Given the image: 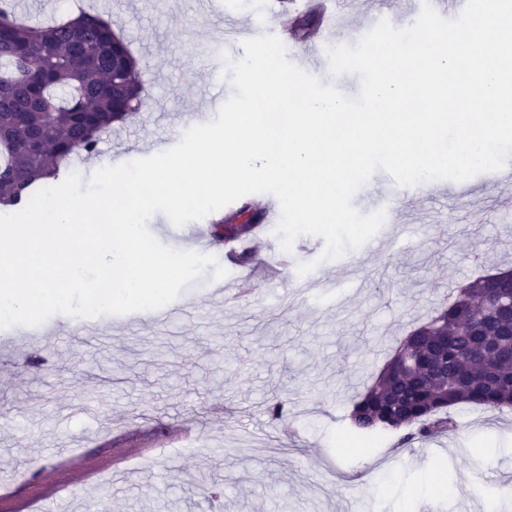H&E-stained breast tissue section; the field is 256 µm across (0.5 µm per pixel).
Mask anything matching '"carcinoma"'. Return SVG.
<instances>
[{"mask_svg": "<svg viewBox=\"0 0 512 512\" xmlns=\"http://www.w3.org/2000/svg\"><path fill=\"white\" fill-rule=\"evenodd\" d=\"M145 65L102 17L82 13L45 25L0 12V207L25 204L81 153L97 151L112 123L138 111ZM238 224L215 232L236 237ZM512 301V270L476 278L413 329L347 415L345 436L373 440L410 429L430 437L450 427L448 410L512 404V329L499 302Z\"/></svg>", "mask_w": 512, "mask_h": 512, "instance_id": "cac0c4a2", "label": "carcinoma"}]
</instances>
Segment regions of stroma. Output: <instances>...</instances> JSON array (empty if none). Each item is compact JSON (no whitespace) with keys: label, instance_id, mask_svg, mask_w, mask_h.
Instances as JSON below:
<instances>
[{"label":"stroma","instance_id":"stroma-1","mask_svg":"<svg viewBox=\"0 0 512 512\" xmlns=\"http://www.w3.org/2000/svg\"><path fill=\"white\" fill-rule=\"evenodd\" d=\"M79 4L123 29L148 65V96L71 172L175 146L186 114L216 118L218 105L199 98L202 72L212 92L233 94L218 19L242 26L253 0H215L208 13L195 0H53L40 19ZM371 5L394 27L411 23L406 0H345L339 41ZM449 186L430 182L406 202L395 218L406 232L384 234L381 249L325 261L323 238L299 237L293 255L322 260L336 282L325 298L287 272L227 306L208 271L178 296L187 315L113 333L104 348L70 339L67 314L48 348L14 350L26 329H0V512H85L100 500L107 512H485L512 490V408L456 407L454 432L336 449L351 401L450 290L512 269L500 255L512 185L484 187L472 208L445 196ZM274 402L282 420L266 413ZM202 477L219 501L202 500Z\"/></svg>","mask_w":512,"mask_h":512}]
</instances>
